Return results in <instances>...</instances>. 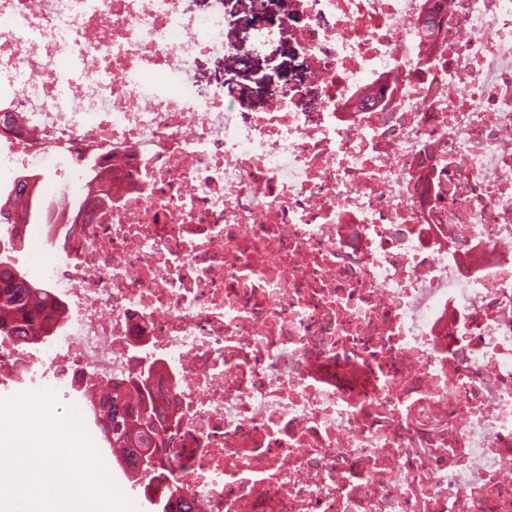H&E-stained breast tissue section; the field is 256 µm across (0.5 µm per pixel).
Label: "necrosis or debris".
Listing matches in <instances>:
<instances>
[{
    "instance_id": "obj_1",
    "label": "necrosis or debris",
    "mask_w": 512,
    "mask_h": 512,
    "mask_svg": "<svg viewBox=\"0 0 512 512\" xmlns=\"http://www.w3.org/2000/svg\"><path fill=\"white\" fill-rule=\"evenodd\" d=\"M0 0V187L65 315L0 387L144 378L200 512H512V0ZM288 43L263 111L224 78Z\"/></svg>"
}]
</instances>
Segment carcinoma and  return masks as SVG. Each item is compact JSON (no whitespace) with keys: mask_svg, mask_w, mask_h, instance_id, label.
<instances>
[{"mask_svg":"<svg viewBox=\"0 0 512 512\" xmlns=\"http://www.w3.org/2000/svg\"><path fill=\"white\" fill-rule=\"evenodd\" d=\"M62 304L47 288L33 281L20 269L11 266L9 258H0V338L27 342L54 335ZM144 393L140 383L129 381L128 386H113L107 396L97 398L90 392L84 397L91 402L96 422L111 448H122L119 464L133 482L162 470L174 454L168 448L164 422L152 396L141 401L134 394ZM161 512H194L193 505L171 490L163 495Z\"/></svg>","mask_w":512,"mask_h":512,"instance_id":"obj_1","label":"carcinoma"}]
</instances>
